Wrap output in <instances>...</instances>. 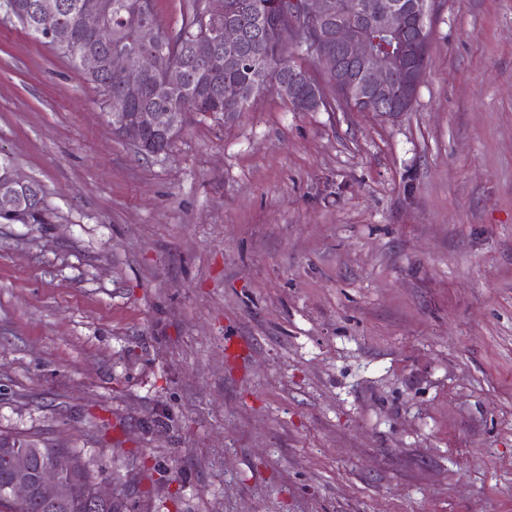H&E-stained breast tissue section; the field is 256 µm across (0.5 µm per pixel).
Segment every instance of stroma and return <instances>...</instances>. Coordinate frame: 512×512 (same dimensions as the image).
I'll return each instance as SVG.
<instances>
[{
    "label": "stroma",
    "mask_w": 512,
    "mask_h": 512,
    "mask_svg": "<svg viewBox=\"0 0 512 512\" xmlns=\"http://www.w3.org/2000/svg\"><path fill=\"white\" fill-rule=\"evenodd\" d=\"M411 111L190 112L166 154L0 21V432L122 512H512V0H434ZM31 187L25 191L15 190L13 193L5 188L2 192L3 200L7 199L6 202H19L23 203L26 207L16 206L7 204V206H11L10 216L12 220H10L6 213H3L0 209V220L2 222H21L28 223L32 222L33 224H44L46 223V214L43 206V190L39 183L32 181ZM29 207V208H28ZM30 208L32 209L31 218H30Z\"/></svg>",
    "instance_id": "stroma-1"
}]
</instances>
